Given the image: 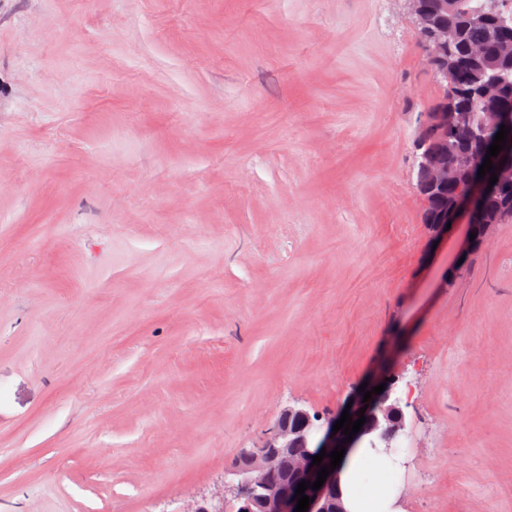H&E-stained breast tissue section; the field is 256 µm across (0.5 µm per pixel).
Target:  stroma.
<instances>
[{
    "mask_svg": "<svg viewBox=\"0 0 512 512\" xmlns=\"http://www.w3.org/2000/svg\"><path fill=\"white\" fill-rule=\"evenodd\" d=\"M401 0H0V512H181L396 380L402 512H512V223L454 282Z\"/></svg>",
    "mask_w": 512,
    "mask_h": 512,
    "instance_id": "1",
    "label": "stroma"
}]
</instances>
